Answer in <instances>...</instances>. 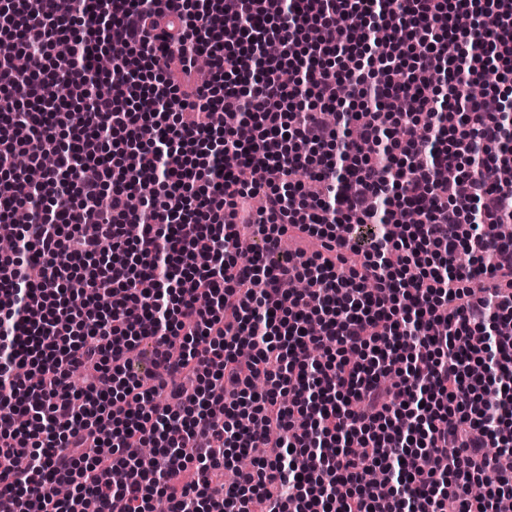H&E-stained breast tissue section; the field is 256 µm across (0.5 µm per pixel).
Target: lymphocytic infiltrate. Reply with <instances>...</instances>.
Returning <instances> with one entry per match:
<instances>
[{
  "label": "lymphocytic infiltrate",
  "instance_id": "lymphocytic-infiltrate-1",
  "mask_svg": "<svg viewBox=\"0 0 512 512\" xmlns=\"http://www.w3.org/2000/svg\"><path fill=\"white\" fill-rule=\"evenodd\" d=\"M161 14L0 0V234L20 242L0 258V512H499L512 164L492 149L512 108L471 87L512 89V0H177L160 59ZM338 19V41L310 39ZM203 55V85L162 78ZM21 152L55 164L29 181ZM242 224L320 248L246 253ZM260 443L269 456L214 485Z\"/></svg>",
  "mask_w": 512,
  "mask_h": 512
}]
</instances>
